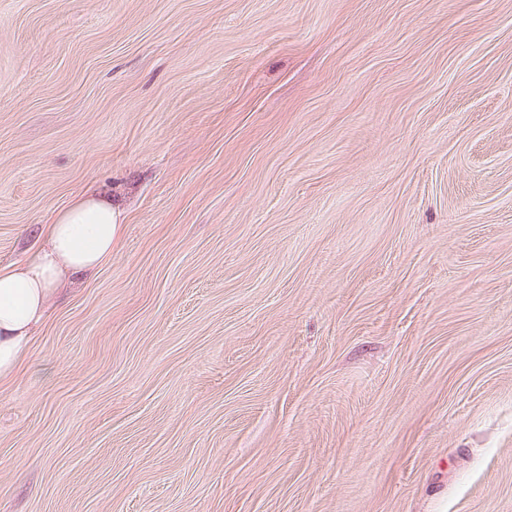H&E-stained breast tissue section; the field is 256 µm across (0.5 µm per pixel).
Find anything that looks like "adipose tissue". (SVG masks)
Here are the masks:
<instances>
[{
	"instance_id": "ef3b65f1",
	"label": "adipose tissue",
	"mask_w": 512,
	"mask_h": 512,
	"mask_svg": "<svg viewBox=\"0 0 512 512\" xmlns=\"http://www.w3.org/2000/svg\"><path fill=\"white\" fill-rule=\"evenodd\" d=\"M123 218L111 194L84 195L47 225V246L35 259L0 271V379L16 370L58 285L95 274L111 258Z\"/></svg>"
}]
</instances>
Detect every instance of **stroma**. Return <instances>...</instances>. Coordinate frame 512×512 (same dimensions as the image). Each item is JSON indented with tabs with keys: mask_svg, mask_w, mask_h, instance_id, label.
Here are the masks:
<instances>
[{
	"mask_svg": "<svg viewBox=\"0 0 512 512\" xmlns=\"http://www.w3.org/2000/svg\"><path fill=\"white\" fill-rule=\"evenodd\" d=\"M92 190L0 512H512V0H0V270Z\"/></svg>",
	"mask_w": 512,
	"mask_h": 512,
	"instance_id": "obj_1",
	"label": "stroma"
}]
</instances>
